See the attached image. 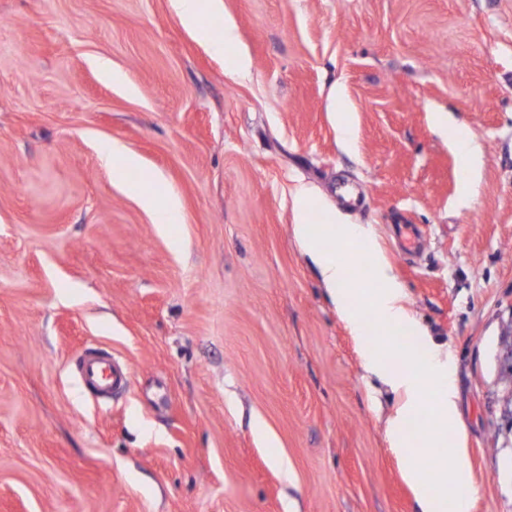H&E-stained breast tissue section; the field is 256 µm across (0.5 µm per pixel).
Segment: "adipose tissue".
<instances>
[{
    "label": "adipose tissue",
    "instance_id": "obj_1",
    "mask_svg": "<svg viewBox=\"0 0 512 512\" xmlns=\"http://www.w3.org/2000/svg\"><path fill=\"white\" fill-rule=\"evenodd\" d=\"M175 6L183 26L204 39L216 55H224L228 46L235 42L232 27L213 32L202 26L200 16L205 8L204 0H175ZM300 202L294 234L299 243L317 263L323 281L329 287L340 317L352 335L365 336L363 305H370L384 326L412 324L413 318L404 303V291L384 262L379 244L371 226L365 224H338L334 231L338 239L358 242L371 267L377 284L371 293L349 285L343 262L337 260L323 247L308 222L306 192H299ZM396 355L394 344L386 343L368 347L363 351L365 368L386 379L402 400L389 419L386 436L395 453L405 481L413 488L421 512H447L449 504H456L458 512H469L472 483L467 459L463 453L464 433L449 434L447 425L457 416L456 390L452 359L448 352L435 345L426 351L406 353L404 366L393 363ZM437 391L432 413L437 423L426 435L423 446L440 449L439 461L429 475H422L416 467L418 448H415L407 430V419L420 408V402L428 387Z\"/></svg>",
    "mask_w": 512,
    "mask_h": 512
}]
</instances>
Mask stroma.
Segmentation results:
<instances>
[{"label": "stroma", "instance_id": "35a3bbf8", "mask_svg": "<svg viewBox=\"0 0 512 512\" xmlns=\"http://www.w3.org/2000/svg\"><path fill=\"white\" fill-rule=\"evenodd\" d=\"M209 23L235 26L228 56L174 0H0V512H418L385 432L400 396L294 235L300 185L367 288L330 227L372 225L413 342L452 354L470 512H512V0H222ZM438 112L482 149L464 204ZM109 139L179 199L169 230L101 165ZM89 347L128 390L80 387Z\"/></svg>", "mask_w": 512, "mask_h": 512}]
</instances>
